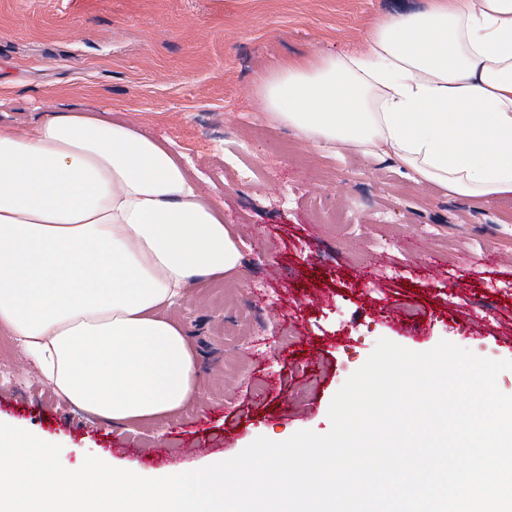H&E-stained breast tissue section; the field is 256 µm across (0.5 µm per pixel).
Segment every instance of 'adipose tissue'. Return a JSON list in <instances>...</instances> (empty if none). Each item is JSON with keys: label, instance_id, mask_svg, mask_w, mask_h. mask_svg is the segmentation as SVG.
I'll list each match as a JSON object with an SVG mask.
<instances>
[{"label": "adipose tissue", "instance_id": "adipose-tissue-1", "mask_svg": "<svg viewBox=\"0 0 512 512\" xmlns=\"http://www.w3.org/2000/svg\"><path fill=\"white\" fill-rule=\"evenodd\" d=\"M266 116L301 142L395 160L454 195H512V0H430L381 20L362 50L261 73ZM242 256L214 199L162 142L49 107L0 126V329L45 383L115 425L199 400L172 311Z\"/></svg>", "mask_w": 512, "mask_h": 512}]
</instances>
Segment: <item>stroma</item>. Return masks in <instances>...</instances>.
I'll use <instances>...</instances> for the list:
<instances>
[{
  "mask_svg": "<svg viewBox=\"0 0 512 512\" xmlns=\"http://www.w3.org/2000/svg\"><path fill=\"white\" fill-rule=\"evenodd\" d=\"M428 0H0V124L47 104L98 112L168 143L221 201L239 276L176 310L201 403L160 425L105 423L59 400L0 332V419L151 474L193 471L256 438L323 435L332 398L385 338L512 359V198L475 202L391 159L334 154L271 123L258 73L361 48Z\"/></svg>",
  "mask_w": 512,
  "mask_h": 512,
  "instance_id": "1",
  "label": "stroma"
}]
</instances>
